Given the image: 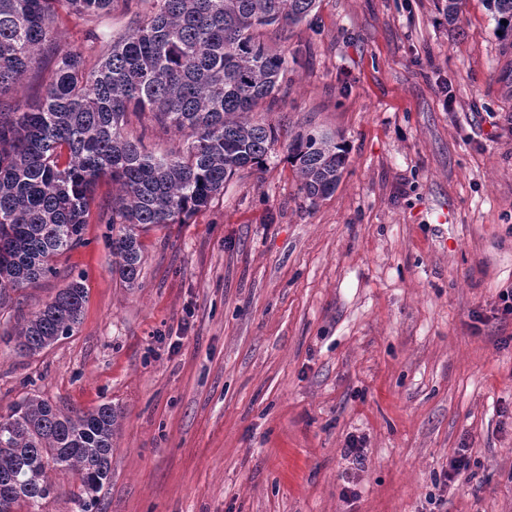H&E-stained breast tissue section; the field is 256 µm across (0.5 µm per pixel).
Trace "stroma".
Here are the masks:
<instances>
[{"label":"stroma","instance_id":"stroma-1","mask_svg":"<svg viewBox=\"0 0 512 512\" xmlns=\"http://www.w3.org/2000/svg\"><path fill=\"white\" fill-rule=\"evenodd\" d=\"M442 8L320 0L267 29L297 62L254 115L287 132L266 168L143 234L132 288L111 268L102 180L81 243L0 307L10 334L85 279L73 336L31 358L0 342V415L33 395L118 409L92 512H512V38L483 0L453 24ZM130 22L53 27L82 48ZM313 129L348 147L316 201L286 160L288 134ZM460 451L470 466L447 479Z\"/></svg>","mask_w":512,"mask_h":512}]
</instances>
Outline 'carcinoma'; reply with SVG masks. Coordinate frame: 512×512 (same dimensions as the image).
I'll list each match as a JSON object with an SVG mask.
<instances>
[{"label":"carcinoma","mask_w":512,"mask_h":512,"mask_svg":"<svg viewBox=\"0 0 512 512\" xmlns=\"http://www.w3.org/2000/svg\"><path fill=\"white\" fill-rule=\"evenodd\" d=\"M512 35V0H486ZM318 0H0V306L11 294L54 273L53 259L77 246L100 181L119 186L103 211L112 225V271L137 282L140 232L186 224L245 168H261L279 130L250 119L278 94L288 53L263 40L270 26H298ZM82 19L120 8L134 27L114 37L92 33L85 51L57 42L58 9ZM51 78L34 102L10 96L42 68ZM184 138L178 154L157 156L129 138V115ZM288 163L310 200L331 195L348 161L342 140L307 131L291 137ZM87 297L71 280L20 325L7 342L34 356L73 335ZM118 411L101 404L62 414L25 397L0 417V499L11 510L36 508L51 493L50 472L78 475L82 512L109 479Z\"/></svg>","instance_id":"obj_1"}]
</instances>
